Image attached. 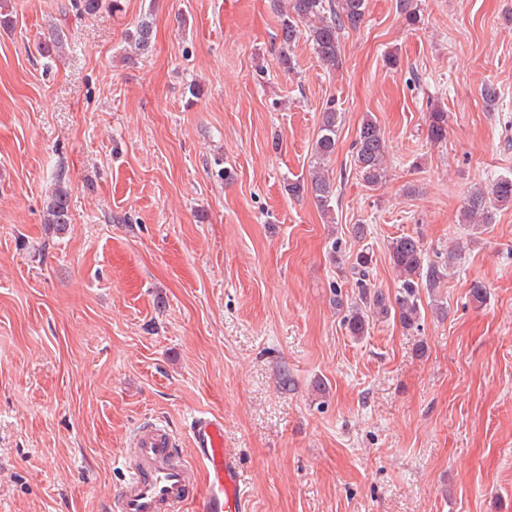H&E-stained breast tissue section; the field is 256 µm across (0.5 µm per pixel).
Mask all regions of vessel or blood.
<instances>
[{"label": "vessel or blood", "mask_w": 512, "mask_h": 512, "mask_svg": "<svg viewBox=\"0 0 512 512\" xmlns=\"http://www.w3.org/2000/svg\"><path fill=\"white\" fill-rule=\"evenodd\" d=\"M188 431L194 453L186 458L166 423L140 424L125 450V481L107 512H184L194 495L201 512H247L238 463L224 446L223 419L191 415ZM199 471L206 476L201 486L194 483Z\"/></svg>", "instance_id": "vessel-or-blood-1"}]
</instances>
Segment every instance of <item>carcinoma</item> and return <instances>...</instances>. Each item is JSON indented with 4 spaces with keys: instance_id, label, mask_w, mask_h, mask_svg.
Returning a JSON list of instances; mask_svg holds the SVG:
<instances>
[{
    "instance_id": "1",
    "label": "carcinoma",
    "mask_w": 512,
    "mask_h": 512,
    "mask_svg": "<svg viewBox=\"0 0 512 512\" xmlns=\"http://www.w3.org/2000/svg\"><path fill=\"white\" fill-rule=\"evenodd\" d=\"M366 9L367 0H289V12L283 15L276 34L280 64L292 70L290 50L303 34L312 43L314 52L324 65L330 69L340 68L341 33L359 28ZM397 9L407 25L415 27L420 23L419 0H397ZM152 32L153 21L145 16L127 32L128 42L135 51L145 54L151 47ZM64 42V35L54 32L38 45V52L41 57L50 58L60 52ZM321 114L314 144L315 165L309 172L308 180L290 181L287 190L293 197L311 194L316 205L328 213L336 199V185L326 168V162L336 151L340 112L335 100H327ZM427 122L430 141L441 143L448 138V113L442 108L429 106ZM386 156L387 143L380 125L371 117L364 119L353 144V165L366 186L375 187L385 180ZM508 206H512V177H498L492 183L480 185L470 192L461 222L475 226L490 224L495 211ZM46 223L58 231L66 230L72 223L69 193L61 181L46 205ZM388 252L400 281L394 297L387 296L373 283L370 269L373 255L367 248L356 255L349 267L354 295L346 298L342 290H334L332 302L343 312L344 326L354 338L364 336L370 322L391 316L398 318L401 325L407 328L414 327L420 317V289L430 292L440 287L448 277V271L454 268L458 256L457 249L452 248L441 260H429L420 237L411 235L392 239Z\"/></svg>"
}]
</instances>
